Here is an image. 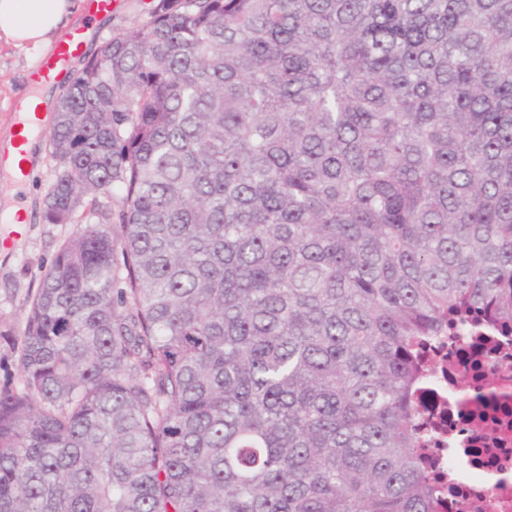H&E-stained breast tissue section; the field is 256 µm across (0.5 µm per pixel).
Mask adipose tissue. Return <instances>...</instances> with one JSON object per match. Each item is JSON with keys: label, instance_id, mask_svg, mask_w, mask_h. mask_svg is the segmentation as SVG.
<instances>
[{"label": "adipose tissue", "instance_id": "adipose-tissue-1", "mask_svg": "<svg viewBox=\"0 0 512 512\" xmlns=\"http://www.w3.org/2000/svg\"><path fill=\"white\" fill-rule=\"evenodd\" d=\"M83 0H0V41L50 47Z\"/></svg>", "mask_w": 512, "mask_h": 512}]
</instances>
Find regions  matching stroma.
<instances>
[{
    "label": "stroma",
    "mask_w": 512,
    "mask_h": 512,
    "mask_svg": "<svg viewBox=\"0 0 512 512\" xmlns=\"http://www.w3.org/2000/svg\"><path fill=\"white\" fill-rule=\"evenodd\" d=\"M161 3L162 0H112L111 14L97 23H88L86 15L78 13L67 27L73 30L92 25V37L83 44L84 52L90 53L113 35L139 28ZM42 57V51L28 47L0 46V150L7 149L10 143L12 127L18 120L17 101L27 94V76ZM48 134L45 128L37 133L40 149L32 159L29 181L20 199L24 223L9 222L0 204V383L19 379L17 339L24 332L42 275L80 226L96 221L94 213L85 207L77 209L69 223L44 221L45 195L61 171L60 163L51 155Z\"/></svg>",
    "instance_id": "obj_1"
}]
</instances>
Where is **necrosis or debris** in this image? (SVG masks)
Segmentation results:
<instances>
[{
	"label": "necrosis or debris",
	"mask_w": 512,
	"mask_h": 512,
	"mask_svg": "<svg viewBox=\"0 0 512 512\" xmlns=\"http://www.w3.org/2000/svg\"><path fill=\"white\" fill-rule=\"evenodd\" d=\"M426 357L431 466L448 482L436 512H512V336L460 328Z\"/></svg>",
	"instance_id": "4bbe7bcc"
}]
</instances>
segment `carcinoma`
Wrapping results in <instances>:
<instances>
[{"instance_id": "carcinoma-1", "label": "carcinoma", "mask_w": 512, "mask_h": 512, "mask_svg": "<svg viewBox=\"0 0 512 512\" xmlns=\"http://www.w3.org/2000/svg\"><path fill=\"white\" fill-rule=\"evenodd\" d=\"M168 2L56 104L45 221L122 208L31 302L0 512H434L419 346L512 328V0Z\"/></svg>"}]
</instances>
